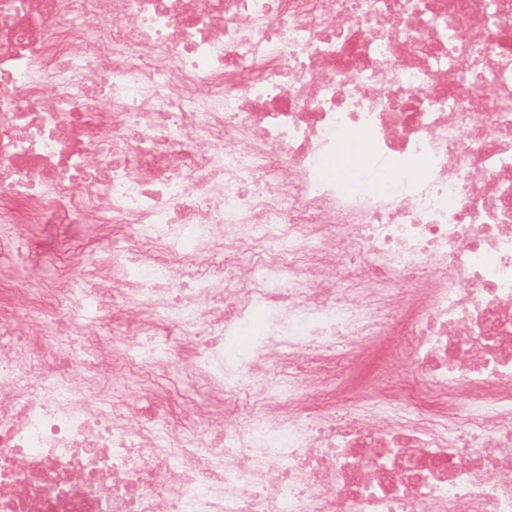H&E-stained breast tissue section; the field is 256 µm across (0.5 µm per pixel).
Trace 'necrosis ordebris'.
<instances>
[{
    "instance_id": "4bbe7bcc",
    "label": "necrosis or debris",
    "mask_w": 512,
    "mask_h": 512,
    "mask_svg": "<svg viewBox=\"0 0 512 512\" xmlns=\"http://www.w3.org/2000/svg\"><path fill=\"white\" fill-rule=\"evenodd\" d=\"M0 223L124 229L0 289V512H512V0H0ZM152 384L168 388L176 394L177 405L174 409L177 414L189 411L201 403L218 401L188 371L160 374L153 377Z\"/></svg>"
}]
</instances>
